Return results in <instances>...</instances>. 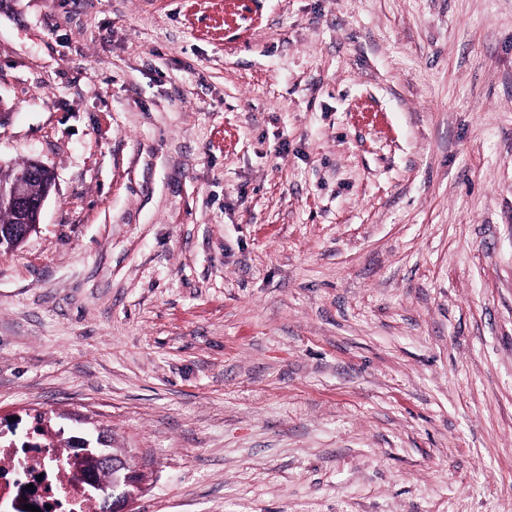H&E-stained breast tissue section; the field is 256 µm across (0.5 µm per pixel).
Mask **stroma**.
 Wrapping results in <instances>:
<instances>
[{
	"mask_svg": "<svg viewBox=\"0 0 512 512\" xmlns=\"http://www.w3.org/2000/svg\"><path fill=\"white\" fill-rule=\"evenodd\" d=\"M0 433L135 512H512V0H0ZM31 164L34 167V170L38 169L42 172L43 170H47L50 177V183L48 184L47 188L36 198H33L30 195L29 184L26 175L19 174L16 178L15 175L13 177L11 175H0V182L5 183L0 184V202L3 199L10 204V206L6 203L0 204V227L3 238V240H1L0 233L1 249L12 250L13 248H17L24 242L23 241L22 243H19L17 236L26 239L31 234L32 229L28 224H20L16 228H13V234L17 235L14 238L6 237L4 234V229L14 226L16 223H21V218L17 212L23 214L29 210H34L40 216L45 201L52 187L55 185L54 173L47 166L35 160L31 161ZM9 181L11 182L6 185ZM77 454L70 461L79 475L85 474L86 461L92 458L100 466L110 470L112 482L104 488L101 495L106 508L112 512H133L132 504L141 494L149 478L148 472L139 466L130 470L124 460H117L106 447L90 446L88 440L80 441Z\"/></svg>",
	"mask_w": 512,
	"mask_h": 512,
	"instance_id": "35a3bbf8",
	"label": "stroma"
}]
</instances>
